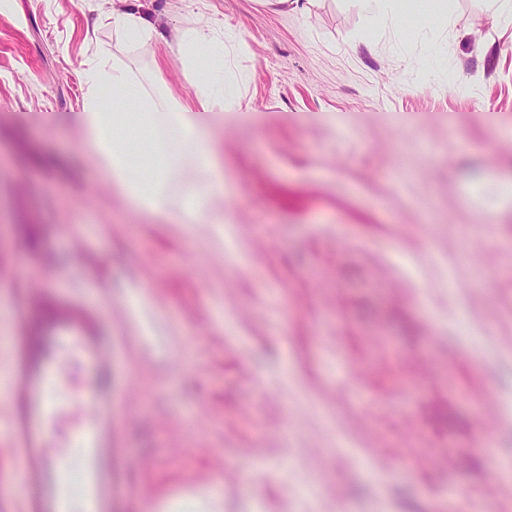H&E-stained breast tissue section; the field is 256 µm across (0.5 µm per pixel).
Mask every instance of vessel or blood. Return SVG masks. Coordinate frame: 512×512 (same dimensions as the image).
<instances>
[{
	"instance_id": "obj_1",
	"label": "vessel or blood",
	"mask_w": 512,
	"mask_h": 512,
	"mask_svg": "<svg viewBox=\"0 0 512 512\" xmlns=\"http://www.w3.org/2000/svg\"><path fill=\"white\" fill-rule=\"evenodd\" d=\"M46 312L20 313L6 324L13 357L0 373V397L10 404L0 420L25 462L27 512H112L119 492L112 456V392L97 384L73 393L63 367L76 359L86 374L112 375V339L103 331V303L52 290L30 291ZM79 403L83 416L63 451L51 452L52 424L62 408Z\"/></svg>"
}]
</instances>
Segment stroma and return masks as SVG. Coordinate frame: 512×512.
<instances>
[{"mask_svg":"<svg viewBox=\"0 0 512 512\" xmlns=\"http://www.w3.org/2000/svg\"><path fill=\"white\" fill-rule=\"evenodd\" d=\"M0 0V320L112 304L113 512H512V25L485 0ZM223 24L224 221L136 209L87 155L86 65L185 102ZM0 436V512H24ZM112 32L131 46L143 44L158 36L154 25L136 12H118L112 9Z\"/></svg>","mask_w":512,"mask_h":512,"instance_id":"35a3bbf8","label":"stroma"}]
</instances>
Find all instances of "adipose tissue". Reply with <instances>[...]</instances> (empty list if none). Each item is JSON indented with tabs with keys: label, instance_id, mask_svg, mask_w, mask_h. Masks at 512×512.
<instances>
[{
	"label": "adipose tissue",
	"instance_id": "ef3b65f1",
	"mask_svg": "<svg viewBox=\"0 0 512 512\" xmlns=\"http://www.w3.org/2000/svg\"><path fill=\"white\" fill-rule=\"evenodd\" d=\"M214 27L191 30L182 56L194 98L170 105L150 96L141 83L120 66L97 63L84 74L87 100L78 122L85 144L111 181L146 214L157 216L177 208L183 220H204L210 203L221 193V175L213 142L197 120L207 112L223 118L238 107L232 91L216 88L214 77L224 66ZM113 93L112 111H104L105 91ZM193 160L201 175L171 202L168 186L186 160Z\"/></svg>",
	"mask_w": 512,
	"mask_h": 512
}]
</instances>
